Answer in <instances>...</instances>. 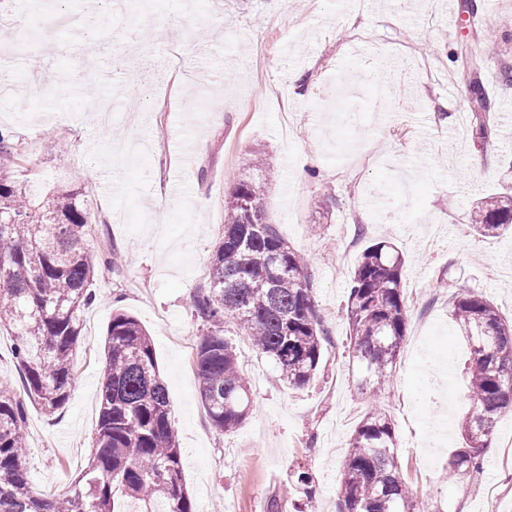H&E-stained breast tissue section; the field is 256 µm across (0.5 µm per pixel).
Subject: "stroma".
Masks as SVG:
<instances>
[{"mask_svg": "<svg viewBox=\"0 0 512 512\" xmlns=\"http://www.w3.org/2000/svg\"><path fill=\"white\" fill-rule=\"evenodd\" d=\"M127 0L95 13L87 0H0V58L25 32L26 74L0 97V126L23 159L15 169L37 195L75 188L108 255L82 314L75 380L54 416L28 410V477L59 496L86 463L98 424L104 339L115 309L154 341L183 475L197 512H266L290 466L313 476L306 512H336L339 470L363 413L380 402L412 491L432 512H512V412L498 419L477 479L452 481L470 402L468 350L449 314L453 293L488 297L512 319V232L482 237L474 204L512 190V88L499 68L477 78L491 132L473 139L470 83L456 53L478 58L477 32L512 64V0ZM65 20L46 29V13ZM82 19V29L71 26ZM85 78L60 94L75 56ZM41 93L27 97L28 84ZM273 165L268 222L310 260L319 314L330 332L321 376L297 389L248 337L227 325L253 408L217 433L186 349L200 340L195 291L223 232L224 202L253 152ZM403 252L406 340L381 399L359 389L349 357L348 287L367 246Z\"/></svg>", "mask_w": 512, "mask_h": 512, "instance_id": "1", "label": "stroma"}]
</instances>
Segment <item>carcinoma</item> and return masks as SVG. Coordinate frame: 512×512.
Listing matches in <instances>:
<instances>
[{
    "label": "carcinoma",
    "mask_w": 512,
    "mask_h": 512,
    "mask_svg": "<svg viewBox=\"0 0 512 512\" xmlns=\"http://www.w3.org/2000/svg\"><path fill=\"white\" fill-rule=\"evenodd\" d=\"M474 138L489 133L488 102L475 101ZM14 132L0 128V329L14 338L13 356L24 393L46 416L67 404L73 353L83 311L96 301V258L88 248L92 224L75 190L43 198L13 180ZM258 153L224 203V233L210 258L207 283L194 312L206 331L194 354L198 392L219 433L233 432L252 408V393L224 324L236 323L288 386H310L329 340L315 302L306 258L267 222ZM475 233L512 229V195L488 196L470 215ZM402 253L380 241L360 255L346 303L350 355L373 391L382 390L405 340L408 306ZM451 319L470 348L465 368L471 401L461 424V447L450 460L459 479L480 472L500 413L512 408V322L486 297L453 296ZM106 359L98 395L99 418L87 465L58 497L35 493L27 472L28 414L14 388L0 382V512H196L183 479L169 397L154 343L133 315L115 312L107 325ZM398 440L385 410L362 416L342 463L337 512H429L403 477ZM296 493L311 499L312 478L298 465L288 474Z\"/></svg>",
    "instance_id": "1"
}]
</instances>
